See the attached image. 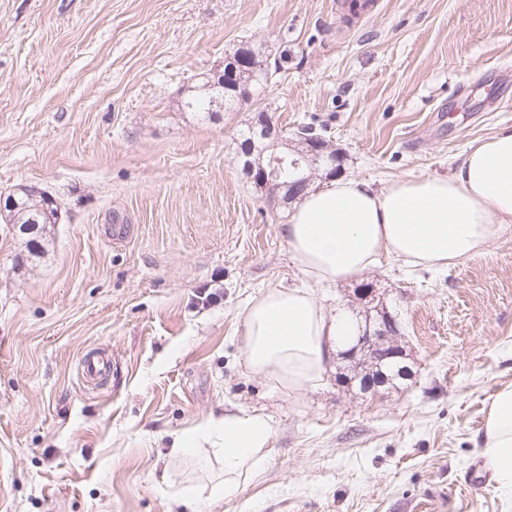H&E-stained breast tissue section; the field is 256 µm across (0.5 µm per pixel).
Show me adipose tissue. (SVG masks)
Returning a JSON list of instances; mask_svg holds the SVG:
<instances>
[{
  "mask_svg": "<svg viewBox=\"0 0 512 512\" xmlns=\"http://www.w3.org/2000/svg\"><path fill=\"white\" fill-rule=\"evenodd\" d=\"M512 226V132L477 140L452 173L399 179L382 188L337 177L307 189L283 232L298 270L314 283L358 276L389 254L414 265H454L482 254ZM356 325L327 316L305 288H270L249 306L242 335L250 372L292 389L319 384L327 359ZM272 422L261 412L228 414L175 436L177 454H195L199 440L222 433L216 453L224 476L211 491L235 497L262 466ZM493 476L512 492V388L493 399L481 439Z\"/></svg>",
  "mask_w": 512,
  "mask_h": 512,
  "instance_id": "adipose-tissue-1",
  "label": "adipose tissue"
}]
</instances>
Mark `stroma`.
<instances>
[{"instance_id": "35a3bbf8", "label": "stroma", "mask_w": 512, "mask_h": 512, "mask_svg": "<svg viewBox=\"0 0 512 512\" xmlns=\"http://www.w3.org/2000/svg\"><path fill=\"white\" fill-rule=\"evenodd\" d=\"M287 54L267 88L205 119L185 103L225 52ZM265 111L322 129L342 174L383 186L449 174L512 131V0H0V196H54L30 236L0 220V512H512L481 455L512 388V232L445 268L383 257L310 284L283 235L292 204L243 173ZM123 225L113 239L114 225ZM372 284L403 325L408 377L295 393L248 371L247 304L309 287L358 315ZM109 351L107 385L81 357ZM267 414L263 466L215 498L176 434Z\"/></svg>"}]
</instances>
